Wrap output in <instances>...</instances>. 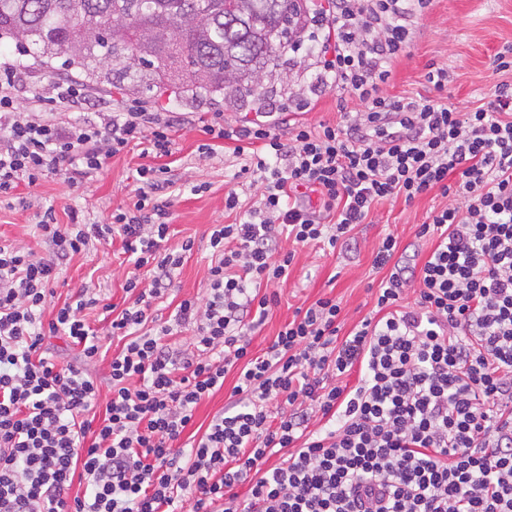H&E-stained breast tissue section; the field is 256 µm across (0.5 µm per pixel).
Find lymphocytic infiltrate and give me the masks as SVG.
Returning a JSON list of instances; mask_svg holds the SVG:
<instances>
[{"label": "lymphocytic infiltrate", "instance_id": "1", "mask_svg": "<svg viewBox=\"0 0 512 512\" xmlns=\"http://www.w3.org/2000/svg\"><path fill=\"white\" fill-rule=\"evenodd\" d=\"M431 2L313 9L315 82L346 92L360 112L285 137L263 123L205 127L234 141L242 173L262 192L249 208L225 195V210L241 217L212 228L207 297L176 307V324L196 326L195 354L164 344L170 326L146 328L193 247H166L169 212L155 194L168 166L139 168L132 206L111 223L74 213L63 225L45 211L47 256L0 244V512H182L187 499L191 512H512V86L493 84L486 102L460 112L444 95L447 69L434 67L432 95H385ZM20 79L18 66L0 72L1 196L48 172L77 185L133 143L161 160L172 153L175 123L159 113L95 107L61 82L55 101L69 118H42L19 105ZM435 190L448 203L417 230L434 242L423 264L395 260L394 236L378 245L374 265L385 275L374 315L346 333L339 302L320 298L253 355L251 314L276 299L258 286L286 278L295 257L282 238L333 247L375 203ZM308 191L317 208L305 204ZM117 237L154 276L124 284L129 303L109 330L124 345L102 387L87 366L103 339L83 317L99 300L83 288L54 306L51 283L61 261ZM59 335L78 347L76 361L59 364L45 347ZM356 367L362 378L347 387ZM232 371L231 403L181 446L197 406ZM101 396L105 410L91 417ZM277 453L282 461L270 464ZM78 476L87 489L74 497Z\"/></svg>", "mask_w": 512, "mask_h": 512}]
</instances>
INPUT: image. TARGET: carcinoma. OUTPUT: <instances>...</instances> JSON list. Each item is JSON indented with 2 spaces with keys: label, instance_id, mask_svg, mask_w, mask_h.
I'll use <instances>...</instances> for the list:
<instances>
[{
  "label": "carcinoma",
  "instance_id": "1",
  "mask_svg": "<svg viewBox=\"0 0 512 512\" xmlns=\"http://www.w3.org/2000/svg\"><path fill=\"white\" fill-rule=\"evenodd\" d=\"M0 0V39L33 46L91 82L119 93L173 90L179 96L224 100L236 111L257 110L288 95V80H258L279 71L281 53L302 29L307 5L290 0ZM110 55L112 69L99 72Z\"/></svg>",
  "mask_w": 512,
  "mask_h": 512
}]
</instances>
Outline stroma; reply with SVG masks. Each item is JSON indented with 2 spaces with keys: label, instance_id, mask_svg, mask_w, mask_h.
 <instances>
[{
  "label": "stroma",
  "instance_id": "stroma-1",
  "mask_svg": "<svg viewBox=\"0 0 512 512\" xmlns=\"http://www.w3.org/2000/svg\"><path fill=\"white\" fill-rule=\"evenodd\" d=\"M509 47L512 0H432L415 24L411 48L395 61L385 93L395 99L428 94L427 72L434 66L444 67L448 70L449 103L459 111H470L480 105L493 84H512V70L498 74L492 71L497 53ZM62 62L58 56L50 64H42L15 42L0 41V66H23L17 100L29 111L37 109L28 92L30 86H38L48 95L55 81L68 78L82 84L90 99H105L119 108L136 103L147 110L171 115L179 122L172 154L164 159L171 168L172 184L157 198L169 205V248H179L188 239L193 240L194 246L174 272L172 291L155 303V318L165 322L181 300L205 296L209 268L215 261L209 244L210 229L215 224L235 221L234 214L224 209L225 193L236 190L247 206L260 194L259 186L239 177L241 159L221 149L211 156L200 153V145L209 140L202 128L219 112L224 115L225 125L231 127L259 120L260 115L225 109L219 99L191 101L172 94L122 95L108 84L86 82L78 70H63ZM315 62V48L310 42H303L299 51H284L281 71L293 82L290 95L306 97L310 108L286 113L280 99L272 98L269 124L277 126L284 120L292 124H333L338 122L341 111H359V104L348 94L330 86L314 88ZM155 163V158L141 155L139 148L134 147L109 159L97 177L76 187H68L59 176L47 174L25 196L0 197V241L46 255L47 247L37 228L44 208H53L61 224L69 223L74 210L86 223H109L113 211L132 205L137 169ZM445 203L436 191L409 203L400 197L383 200L373 207L369 223L353 230L349 244L333 248L320 243L295 247L284 242V249L294 250L295 258L287 280L275 287L276 304L255 325L253 353L259 355L266 350L282 326L293 319L297 308L321 297L340 301L345 328H352L367 317L375 305L377 284L382 277L373 266L379 242L390 234L409 252L427 256L432 242L417 237L416 231L431 212ZM133 273L145 283L152 278L149 268L134 267L121 240L107 245L90 244L60 265L54 282L56 299L64 301L80 288L89 287L105 303L123 305V285Z\"/></svg>",
  "mask_w": 512,
  "mask_h": 512
}]
</instances>
